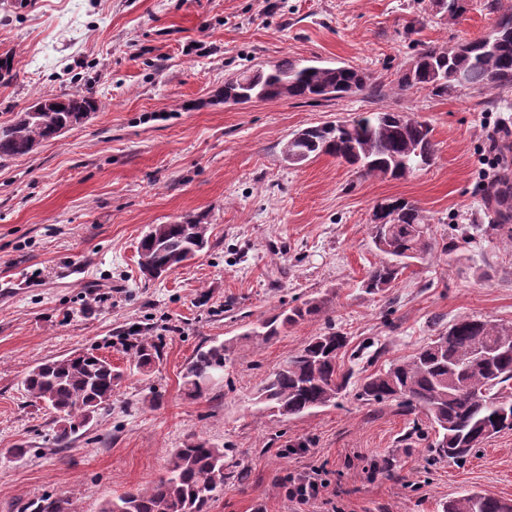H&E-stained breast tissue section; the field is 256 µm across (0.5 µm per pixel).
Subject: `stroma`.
<instances>
[{
  "instance_id": "1",
  "label": "stroma",
  "mask_w": 512,
  "mask_h": 512,
  "mask_svg": "<svg viewBox=\"0 0 512 512\" xmlns=\"http://www.w3.org/2000/svg\"><path fill=\"white\" fill-rule=\"evenodd\" d=\"M511 6L465 0L452 19L429 0H0V53L19 59L18 78L0 82V124L42 96L88 91L100 102L59 138L0 161V512H32L44 495L67 499L68 512H99L157 480L198 437L247 473L225 479L210 512H443L468 490L512 500V430L449 461L431 451L424 413L364 404L355 389L460 318L512 324L504 235L434 251L383 293L361 286L380 259L370 226L381 203L415 204L438 240L452 224L512 225V208L480 189L478 162L497 121L512 127V90L437 97L398 85L423 46L484 36ZM284 57L352 65L375 90L220 101L228 78ZM383 110L429 125V167L392 180L329 156L283 162L292 133ZM197 214L211 225L208 247L145 279L137 246L148 225ZM311 299L322 303L313 320L266 345L247 339L281 305ZM330 327L349 339L340 364L352 386L303 417L259 412L264 379ZM140 335L160 352L147 373L126 352ZM211 339L231 343V363L193 399L183 370ZM80 351L124 378L61 448L54 414L23 378ZM315 468L329 493L289 499V478Z\"/></svg>"
}]
</instances>
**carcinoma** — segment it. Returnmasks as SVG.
I'll list each match as a JSON object with an SVG mask.
<instances>
[{"label":"carcinoma","instance_id":"obj_1","mask_svg":"<svg viewBox=\"0 0 512 512\" xmlns=\"http://www.w3.org/2000/svg\"><path fill=\"white\" fill-rule=\"evenodd\" d=\"M465 75L456 85L449 75ZM225 98L245 103L253 98H343L369 88L368 77L350 66L301 65L287 58L267 68L240 72ZM426 88L443 97L463 88L504 92L512 89V11H504L487 35L456 47L426 46L416 54L412 70L401 75L399 87ZM48 111L37 118L17 114L0 125V160L24 156L44 141L57 137L60 127L82 123V116L99 109L89 92L76 91L42 98ZM437 151L429 127L402 112H362L343 121L305 128L282 146L291 165L322 155L355 167L367 177L405 179L429 165ZM396 217L371 225V239L385 259L372 266L363 288L377 293L390 287L414 259L436 249L430 225L422 223L416 206L403 199L388 202ZM210 224L202 216H187L169 224H152L138 242L142 272L162 276L202 251L209 242ZM473 236L457 224L450 226L444 252L469 244ZM321 310L310 300L262 321L249 336L259 344L276 339L281 329L308 321ZM348 339L329 328L288 357L257 390L260 410L284 418L310 414L336 404L351 375L342 371L338 356ZM140 369L158 358L148 337L129 344ZM229 347L212 341L196 351L184 375L188 395L201 397L212 381L224 374ZM122 372L105 357L92 360L66 356L33 367L24 379L26 391L42 400L61 422L88 420L112 401L114 381ZM358 397L373 403L396 402L398 407L422 410L437 434L433 451L460 461L480 447L485 431L495 426L512 430V325L465 317L441 331L412 354L391 361L367 376ZM226 452L205 439L175 449L164 476L105 502L100 512H210L224 490ZM444 512H512V503L482 492H469L448 501Z\"/></svg>","mask_w":512,"mask_h":512}]
</instances>
